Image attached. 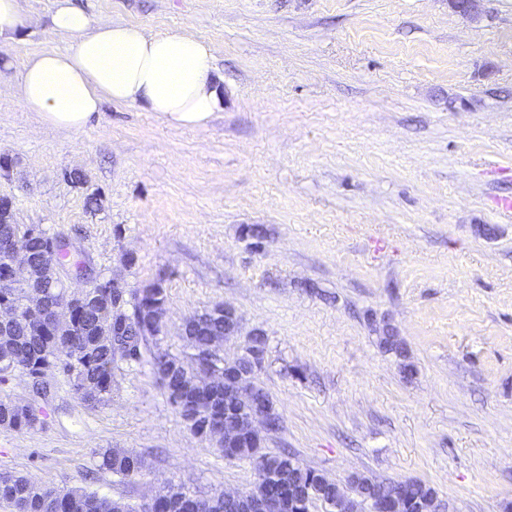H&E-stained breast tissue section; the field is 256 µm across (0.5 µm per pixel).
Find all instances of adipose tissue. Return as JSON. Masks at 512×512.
<instances>
[{"mask_svg": "<svg viewBox=\"0 0 512 512\" xmlns=\"http://www.w3.org/2000/svg\"><path fill=\"white\" fill-rule=\"evenodd\" d=\"M51 31L65 49L28 57L13 91L42 124L77 132L104 103L143 105L165 122L206 125L224 106L214 51L183 32L151 34L57 0Z\"/></svg>", "mask_w": 512, "mask_h": 512, "instance_id": "obj_1", "label": "adipose tissue"}]
</instances>
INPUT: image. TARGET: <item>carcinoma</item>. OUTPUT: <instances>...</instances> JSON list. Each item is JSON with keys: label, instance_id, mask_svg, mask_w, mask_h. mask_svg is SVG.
Here are the masks:
<instances>
[{"label": "carcinoma", "instance_id": "1", "mask_svg": "<svg viewBox=\"0 0 512 512\" xmlns=\"http://www.w3.org/2000/svg\"><path fill=\"white\" fill-rule=\"evenodd\" d=\"M18 241L26 247L31 260L49 259L46 232L33 226L14 222L12 201L0 198V270L5 268L7 244ZM28 288H0V304H10L18 318L0 328V383L11 373L19 371L28 381L33 399L22 401L0 395V426L18 433H27L41 424L34 411L41 410L38 402H48L53 396V384L48 375L53 372L69 379L74 394L83 402L103 405L112 398V376L116 355L104 334L112 332L115 320L112 307V281L104 280L103 287L92 289V298L80 307L76 324L60 327L43 318L38 303L30 298ZM125 301L132 316L124 335L132 347L128 363L150 365L172 403L191 433L217 426L232 429L239 425L241 415L224 412V386L209 379L216 366L224 369V359L190 355L179 357L156 346L162 333L154 319L156 310L167 306L166 288L125 290ZM192 324L194 334L186 336L192 349L203 352L213 337L224 335V306L194 314L185 319ZM380 345L401 361L402 372L411 376L414 365L406 362L403 342L394 329H383ZM263 438L243 448H226L224 440L216 444L229 458L248 459L256 471L265 473L279 485L280 493H293L294 503L287 512H307L313 500L327 504L336 512V495L343 490L337 481L303 465L290 453L267 454ZM101 466L116 475L132 478L140 473L139 456L118 449L97 451ZM376 478L354 474L347 487L354 494L367 496ZM408 502L405 512H446L447 504L439 499L432 486L417 480L392 483ZM0 512H131L128 504L86 488L61 489L39 485L29 477L12 472H0ZM153 512H235L224 507V494L203 497L190 495L182 486H170L154 497Z\"/></svg>", "mask_w": 512, "mask_h": 512}]
</instances>
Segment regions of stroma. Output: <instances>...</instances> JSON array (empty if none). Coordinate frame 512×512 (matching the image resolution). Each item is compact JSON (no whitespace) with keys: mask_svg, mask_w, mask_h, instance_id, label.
Listing matches in <instances>:
<instances>
[{"mask_svg":"<svg viewBox=\"0 0 512 512\" xmlns=\"http://www.w3.org/2000/svg\"><path fill=\"white\" fill-rule=\"evenodd\" d=\"M19 3L20 31L0 36V155L15 162L0 195L17 223L68 238L88 276L162 280L171 354L191 352L186 317L233 306L226 358L267 339L257 381L280 426L265 451L342 484L417 479L452 512H512V219L496 206L512 196V0L471 16L448 0H72L209 43L224 78L206 125L108 103L77 132L10 90L29 56L68 43L50 32L56 0ZM387 325L413 376L380 348ZM54 382L40 426L0 427V472L133 505L171 483L211 496L257 480L190 432L150 366L119 363L104 406ZM107 448L141 457L140 475L100 469Z\"/></svg>","mask_w":512,"mask_h":512,"instance_id":"obj_1","label":"stroma"}]
</instances>
